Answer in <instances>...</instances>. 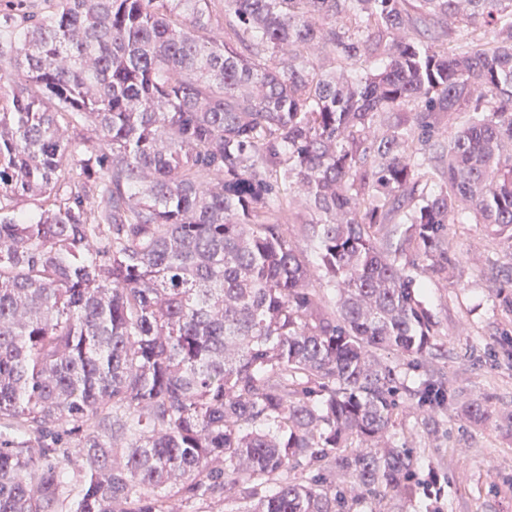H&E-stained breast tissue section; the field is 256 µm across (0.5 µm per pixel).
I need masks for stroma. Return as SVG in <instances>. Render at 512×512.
I'll return each mask as SVG.
<instances>
[{
	"label": "stroma",
	"instance_id": "1",
	"mask_svg": "<svg viewBox=\"0 0 512 512\" xmlns=\"http://www.w3.org/2000/svg\"><path fill=\"white\" fill-rule=\"evenodd\" d=\"M448 248L462 261L449 281H431L425 294L439 321L437 347L407 377L443 374L456 404L429 430L417 405L399 410L395 441L412 444L421 472L439 476L407 512H512V425L478 426L463 415L475 399L512 413V319L499 308L512 251L478 224L454 225Z\"/></svg>",
	"mask_w": 512,
	"mask_h": 512
}]
</instances>
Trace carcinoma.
Segmentation results:
<instances>
[{
	"label": "carcinoma",
	"instance_id": "obj_1",
	"mask_svg": "<svg viewBox=\"0 0 512 512\" xmlns=\"http://www.w3.org/2000/svg\"><path fill=\"white\" fill-rule=\"evenodd\" d=\"M4 31L0 512L411 500L395 411L455 401L403 372L437 347L418 273L468 216L512 249V0H43ZM283 220L285 222L284 224H286L285 228L292 240L307 256L310 265H315V256L305 238L304 224H301L299 217L295 216L290 217V222L288 223V213L284 216Z\"/></svg>",
	"mask_w": 512,
	"mask_h": 512
}]
</instances>
